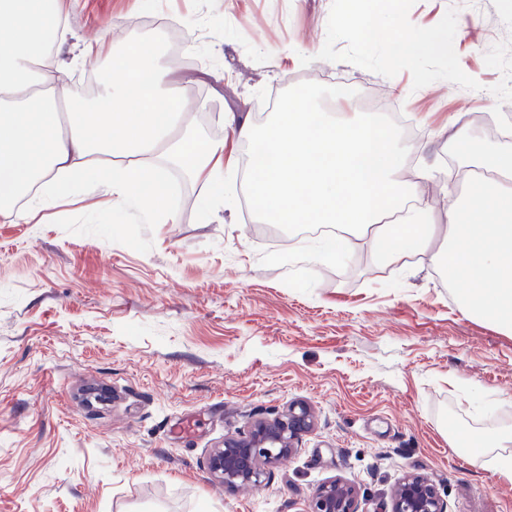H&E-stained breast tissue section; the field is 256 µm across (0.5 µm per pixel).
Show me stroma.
Returning a JSON list of instances; mask_svg holds the SVG:
<instances>
[{
    "label": "stroma",
    "mask_w": 512,
    "mask_h": 512,
    "mask_svg": "<svg viewBox=\"0 0 512 512\" xmlns=\"http://www.w3.org/2000/svg\"><path fill=\"white\" fill-rule=\"evenodd\" d=\"M384 27L360 36L348 0H76L71 44L116 50L140 19L167 18L180 53L160 62L195 126L236 164L218 190L180 183L175 224L73 203L37 224L0 222V512H308L332 479L358 512H388L405 475L446 512H512V476L475 440L512 424V334L465 316L427 254L378 264L370 244L315 262L303 224H261L243 148L221 112L259 126L262 105L302 90L316 109L415 129L401 180L439 222L465 185L448 140L493 142L487 113L512 116V0H364ZM448 36L444 55L395 69L393 33ZM315 51L310 63L296 51ZM315 426L258 486L211 480L207 456L288 406Z\"/></svg>",
    "instance_id": "1"
}]
</instances>
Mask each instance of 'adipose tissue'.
I'll use <instances>...</instances> for the list:
<instances>
[{
    "instance_id": "ef3b65f1",
    "label": "adipose tissue",
    "mask_w": 512,
    "mask_h": 512,
    "mask_svg": "<svg viewBox=\"0 0 512 512\" xmlns=\"http://www.w3.org/2000/svg\"><path fill=\"white\" fill-rule=\"evenodd\" d=\"M71 2L0 0V220H31L71 200L94 209L104 197L143 223H177L162 209L166 170L223 184L224 143L196 134L154 41L121 53L84 43L78 60L112 61L98 104L58 113ZM311 112L302 94L262 130L224 116L237 142L260 148L249 190L261 222L336 225L341 242L369 238L382 264L427 252L466 315L512 333V151L474 153L463 132L449 141L467 167V199L442 226L428 204L409 205L413 189L397 176L407 149L385 123ZM392 213L398 223H386Z\"/></svg>"
}]
</instances>
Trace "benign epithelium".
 <instances>
[{
    "label": "benign epithelium",
    "mask_w": 512,
    "mask_h": 512,
    "mask_svg": "<svg viewBox=\"0 0 512 512\" xmlns=\"http://www.w3.org/2000/svg\"><path fill=\"white\" fill-rule=\"evenodd\" d=\"M312 426L313 418L304 406L292 407L273 421H257L248 436H226L210 451L209 472L226 487L258 486L265 467L288 456L298 434ZM356 502L355 487L333 479L316 490L310 512H358ZM389 512H445V507L431 483L410 475L394 490Z\"/></svg>",
    "instance_id": "obj_1"
}]
</instances>
